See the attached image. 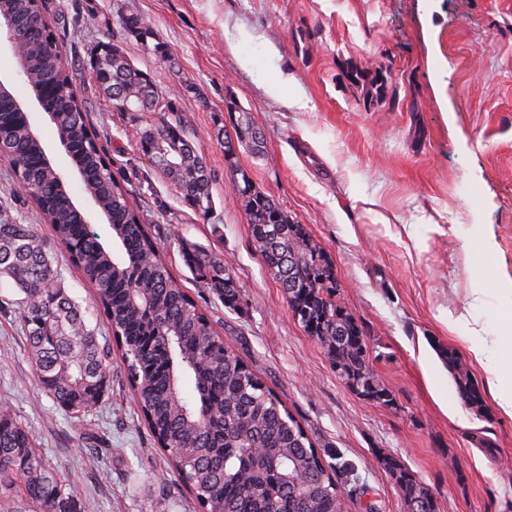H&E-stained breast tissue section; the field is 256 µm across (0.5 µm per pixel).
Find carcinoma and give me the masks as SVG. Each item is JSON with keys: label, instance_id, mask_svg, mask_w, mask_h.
Instances as JSON below:
<instances>
[{"label": "carcinoma", "instance_id": "1", "mask_svg": "<svg viewBox=\"0 0 512 512\" xmlns=\"http://www.w3.org/2000/svg\"><path fill=\"white\" fill-rule=\"evenodd\" d=\"M123 23L145 49L165 54L160 44L149 46L153 31L138 14H127ZM46 33L45 38L20 36L26 83L35 92L47 86L60 100L50 121L59 138L74 147L75 167L86 174L84 191L109 220L120 252L85 223L5 86L0 87V145L19 187L32 194L41 219L93 288L94 304L121 351L153 444L167 453L202 512H347L341 483L327 470L306 429L217 334L162 259L149 224L133 205L132 190L114 175L97 132L86 123L85 102L66 69L62 45L52 29ZM89 63L112 109L122 111L114 98L119 88L134 99L157 101L140 133L141 152L187 205L203 217L212 214L211 172L175 102L158 93L151 77L110 41L92 46ZM350 77L366 87L371 101L389 93L383 69L372 75L354 70ZM240 175L236 188L252 237L293 317L317 340L345 384L353 378L363 387L361 398L391 405L392 394L370 366L364 328L336 299L331 260L305 225L292 222L245 172ZM181 256L197 283L218 294L225 307L236 308L237 284L217 255L184 240ZM2 278L22 294L16 306L43 391L66 411L92 412L110 387V348L99 344L96 329L67 294L38 225L20 223L7 213H0ZM439 353L464 404L482 411V392L457 351L446 347ZM188 381L194 384L196 402L211 409L210 418H203L196 402L185 397ZM259 448L266 452L258 453ZM379 463L403 503L432 498L398 458L384 455ZM12 497L28 501L38 512H78L64 480L36 449L30 429L1 404L0 501Z\"/></svg>", "mask_w": 512, "mask_h": 512}]
</instances>
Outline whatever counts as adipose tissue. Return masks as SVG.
Here are the masks:
<instances>
[{
    "label": "adipose tissue",
    "mask_w": 512,
    "mask_h": 512,
    "mask_svg": "<svg viewBox=\"0 0 512 512\" xmlns=\"http://www.w3.org/2000/svg\"><path fill=\"white\" fill-rule=\"evenodd\" d=\"M464 342L472 364L486 373L500 414L512 418V335L468 336Z\"/></svg>",
    "instance_id": "obj_1"
}]
</instances>
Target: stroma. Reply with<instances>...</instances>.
I'll return each mask as SVG.
<instances>
[{
  "label": "stroma",
  "instance_id": "35a3bbf8",
  "mask_svg": "<svg viewBox=\"0 0 512 512\" xmlns=\"http://www.w3.org/2000/svg\"><path fill=\"white\" fill-rule=\"evenodd\" d=\"M131 10L174 63L124 29ZM49 18L103 154L128 181L173 274L325 461L344 465L348 512H404L383 455L427 485L437 512H512V419L465 407L448 417L440 403L456 386L439 355L448 346L468 353L448 316L497 335L505 308L495 291L512 283V0H51ZM100 41L149 74L195 133L212 175L211 218L183 203L142 155L141 113L113 111L98 90L87 52ZM382 66L391 91L366 102L348 72ZM17 69L1 43L0 81L27 107L70 196L86 205L78 172ZM232 106L247 112L262 147L239 145L229 159L212 132L230 126ZM238 169L332 259L337 297L364 327L369 362L394 407L351 392L293 317L253 241L234 187ZM40 231L68 294L90 326L102 327L90 288L50 227ZM184 240L223 259L237 308L191 281ZM477 288L485 295L474 308ZM16 298L0 284V402L70 479L80 512H200L139 423L116 353L110 389L88 418L97 436L88 448L42 391L17 313L2 309Z\"/></svg>",
  "mask_w": 512,
  "mask_h": 512
}]
</instances>
